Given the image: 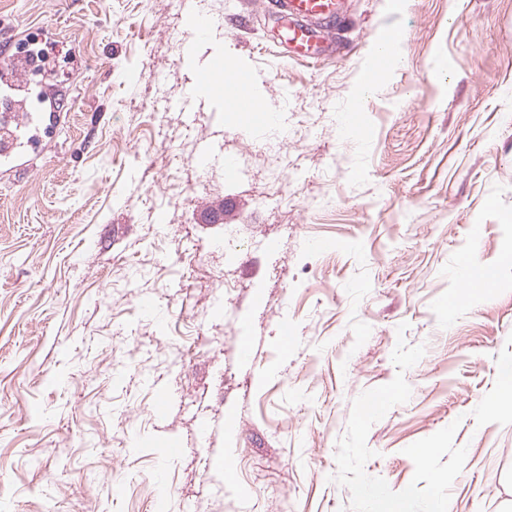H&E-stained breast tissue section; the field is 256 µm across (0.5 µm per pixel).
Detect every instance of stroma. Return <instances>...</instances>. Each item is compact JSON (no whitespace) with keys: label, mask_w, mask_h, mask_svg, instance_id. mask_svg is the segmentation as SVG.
<instances>
[{"label":"stroma","mask_w":512,"mask_h":512,"mask_svg":"<svg viewBox=\"0 0 512 512\" xmlns=\"http://www.w3.org/2000/svg\"><path fill=\"white\" fill-rule=\"evenodd\" d=\"M345 6L307 61L272 0H0L8 39L65 60L67 104L0 159V512H365L371 482L512 512V0ZM395 26L403 60L359 99ZM213 63L261 112L182 109ZM465 250L492 287L452 275ZM200 158L205 167L220 166L224 169V178L236 180L241 175L237 163L224 155L221 146L209 140H203L200 148Z\"/></svg>","instance_id":"obj_1"}]
</instances>
